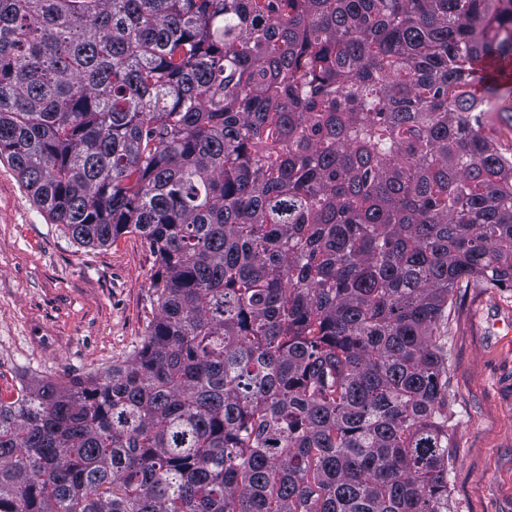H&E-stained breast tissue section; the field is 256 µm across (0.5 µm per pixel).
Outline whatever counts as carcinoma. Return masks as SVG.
Returning a JSON list of instances; mask_svg holds the SVG:
<instances>
[{
    "instance_id": "cac0c4a2",
    "label": "carcinoma",
    "mask_w": 512,
    "mask_h": 512,
    "mask_svg": "<svg viewBox=\"0 0 512 512\" xmlns=\"http://www.w3.org/2000/svg\"><path fill=\"white\" fill-rule=\"evenodd\" d=\"M0 158L158 264L128 360L0 394V512H448L450 296L512 289V0H0Z\"/></svg>"
}]
</instances>
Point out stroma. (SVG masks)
Returning <instances> with one entry per match:
<instances>
[{"label": "stroma", "mask_w": 512, "mask_h": 512, "mask_svg": "<svg viewBox=\"0 0 512 512\" xmlns=\"http://www.w3.org/2000/svg\"><path fill=\"white\" fill-rule=\"evenodd\" d=\"M157 261L138 235L83 247L33 204L0 161V390L21 374L102 373L147 333ZM450 512H512V291L476 281L452 293Z\"/></svg>", "instance_id": "35a3bbf8"}]
</instances>
